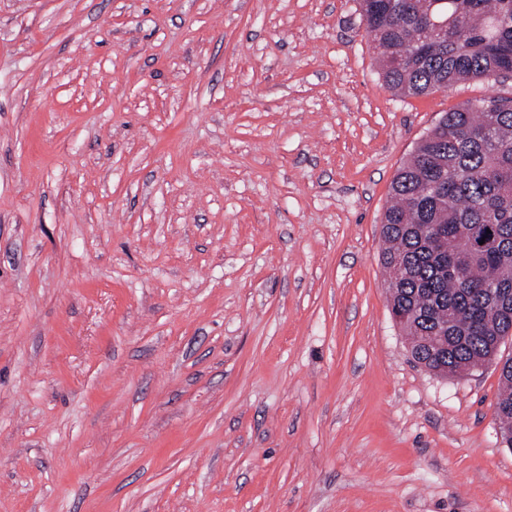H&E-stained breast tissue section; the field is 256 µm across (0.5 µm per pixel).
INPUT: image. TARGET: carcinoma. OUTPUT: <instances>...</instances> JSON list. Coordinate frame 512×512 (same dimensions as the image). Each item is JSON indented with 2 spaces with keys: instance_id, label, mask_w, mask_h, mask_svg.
I'll list each match as a JSON object with an SVG mask.
<instances>
[{
  "instance_id": "cac0c4a2",
  "label": "carcinoma",
  "mask_w": 512,
  "mask_h": 512,
  "mask_svg": "<svg viewBox=\"0 0 512 512\" xmlns=\"http://www.w3.org/2000/svg\"><path fill=\"white\" fill-rule=\"evenodd\" d=\"M383 80L400 97L512 72V0H359ZM482 249L472 239L485 229ZM391 312L414 359L444 377L492 360L512 332V98L447 112L398 169L384 215ZM495 402L512 448V358Z\"/></svg>"
}]
</instances>
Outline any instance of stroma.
I'll return each instance as SVG.
<instances>
[{
	"label": "stroma",
	"mask_w": 512,
	"mask_h": 512,
	"mask_svg": "<svg viewBox=\"0 0 512 512\" xmlns=\"http://www.w3.org/2000/svg\"><path fill=\"white\" fill-rule=\"evenodd\" d=\"M358 0H0V512H512L499 357H411L389 189L444 112Z\"/></svg>",
	"instance_id": "35a3bbf8"
}]
</instances>
